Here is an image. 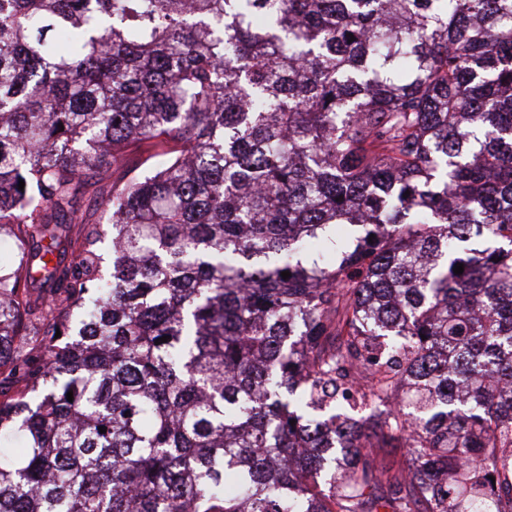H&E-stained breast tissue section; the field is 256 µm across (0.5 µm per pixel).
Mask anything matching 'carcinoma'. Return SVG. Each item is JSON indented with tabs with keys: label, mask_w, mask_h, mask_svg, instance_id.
I'll list each match as a JSON object with an SVG mask.
<instances>
[{
	"label": "carcinoma",
	"mask_w": 512,
	"mask_h": 512,
	"mask_svg": "<svg viewBox=\"0 0 512 512\" xmlns=\"http://www.w3.org/2000/svg\"><path fill=\"white\" fill-rule=\"evenodd\" d=\"M5 231L0 512H512V0H0ZM154 153L155 150L147 148V150L142 153L131 154L126 157L123 166L113 169L111 167L108 170L94 173L89 177L88 181L79 188L82 210L85 212L90 224H100V231L104 239L101 246L104 247L105 250L107 249L108 243L112 237V224L109 223L108 215L104 211V207L99 204L100 189L111 185L112 180L119 178L123 171L128 168L134 169L136 166H139L129 173L128 177H131L135 173L149 167L153 162V159H150L145 163L144 161ZM402 448H377L373 464L385 476H398L403 466Z\"/></svg>",
	"instance_id": "obj_1"
}]
</instances>
